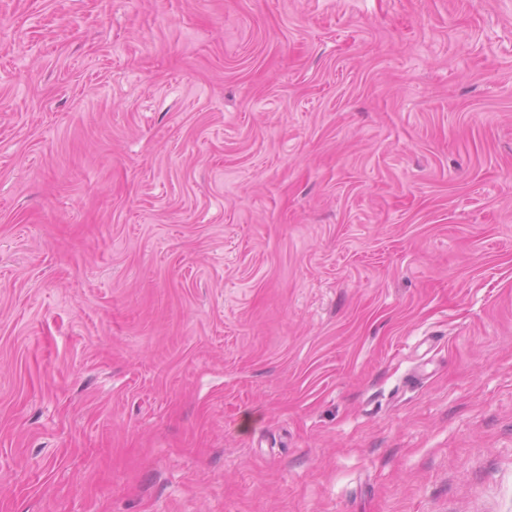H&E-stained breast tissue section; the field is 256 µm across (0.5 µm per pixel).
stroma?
I'll return each mask as SVG.
<instances>
[{
    "label": "stroma",
    "mask_w": 512,
    "mask_h": 512,
    "mask_svg": "<svg viewBox=\"0 0 512 512\" xmlns=\"http://www.w3.org/2000/svg\"><path fill=\"white\" fill-rule=\"evenodd\" d=\"M0 512H512V0H0Z\"/></svg>",
    "instance_id": "obj_1"
}]
</instances>
